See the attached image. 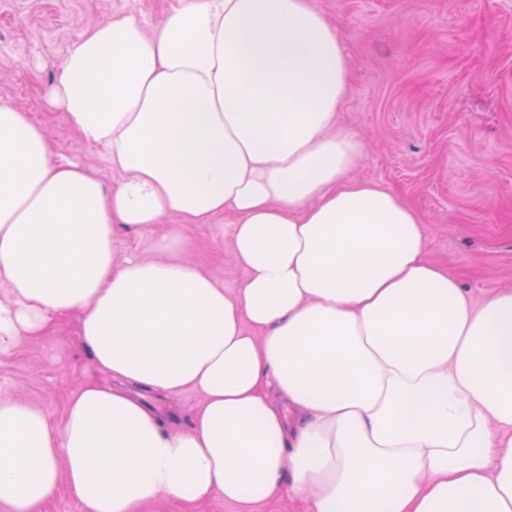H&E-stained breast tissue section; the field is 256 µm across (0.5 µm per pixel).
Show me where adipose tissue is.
Returning <instances> with one entry per match:
<instances>
[{
    "mask_svg": "<svg viewBox=\"0 0 512 512\" xmlns=\"http://www.w3.org/2000/svg\"><path fill=\"white\" fill-rule=\"evenodd\" d=\"M350 59L312 0H176L69 47L48 103L116 188L0 100V352L75 320L101 380L60 424L0 398V505L82 512L214 495L310 512H512V290L473 302L396 192L351 178ZM234 217V294L116 231ZM200 394L171 430L143 393ZM39 512H81V506L77 498L62 487L40 507Z\"/></svg>",
    "mask_w": 512,
    "mask_h": 512,
    "instance_id": "1",
    "label": "adipose tissue"
}]
</instances>
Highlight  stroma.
I'll return each instance as SVG.
<instances>
[{"instance_id": "stroma-1", "label": "stroma", "mask_w": 512, "mask_h": 512, "mask_svg": "<svg viewBox=\"0 0 512 512\" xmlns=\"http://www.w3.org/2000/svg\"><path fill=\"white\" fill-rule=\"evenodd\" d=\"M174 0H0V100L41 122L56 154L116 187L107 151L83 144L48 93L68 47L98 22L135 17L158 33ZM351 60L342 123L366 154L352 172L397 192L421 216L426 255L473 300L512 288V0H313ZM230 215L185 224L179 259L234 293ZM153 230L122 227L119 256L165 260ZM75 321L0 354V395L59 421L71 392L92 376Z\"/></svg>"}]
</instances>
